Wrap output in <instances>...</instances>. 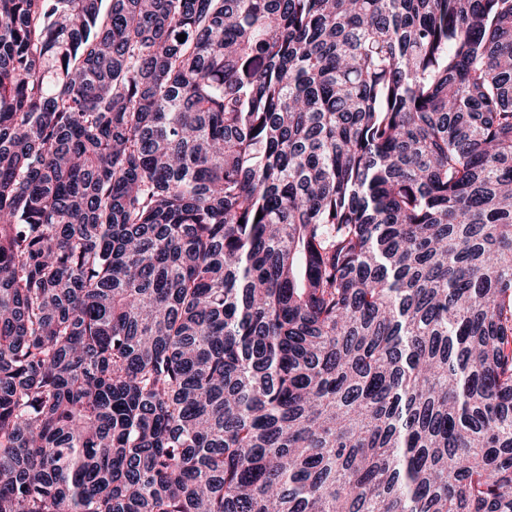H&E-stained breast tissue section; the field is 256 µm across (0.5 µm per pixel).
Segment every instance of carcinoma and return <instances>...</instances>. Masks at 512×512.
<instances>
[{"label": "carcinoma", "mask_w": 512, "mask_h": 512, "mask_svg": "<svg viewBox=\"0 0 512 512\" xmlns=\"http://www.w3.org/2000/svg\"><path fill=\"white\" fill-rule=\"evenodd\" d=\"M101 2L0 0V512H512V0Z\"/></svg>", "instance_id": "cac0c4a2"}]
</instances>
